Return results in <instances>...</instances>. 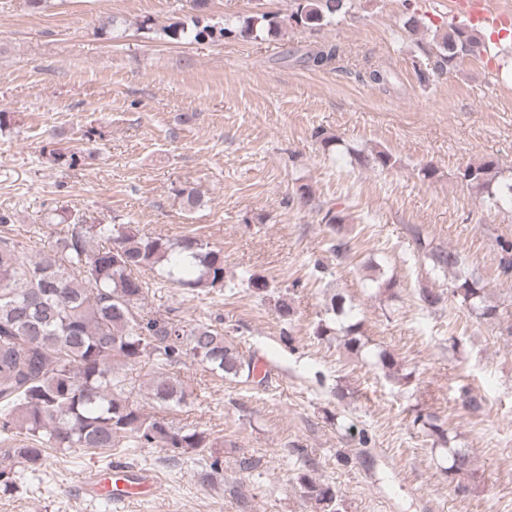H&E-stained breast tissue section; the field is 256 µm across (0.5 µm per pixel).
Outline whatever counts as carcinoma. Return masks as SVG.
Wrapping results in <instances>:
<instances>
[{"instance_id": "carcinoma-1", "label": "carcinoma", "mask_w": 512, "mask_h": 512, "mask_svg": "<svg viewBox=\"0 0 512 512\" xmlns=\"http://www.w3.org/2000/svg\"><path fill=\"white\" fill-rule=\"evenodd\" d=\"M350 0H294L288 14L257 11L235 28L210 24L204 15L191 22L176 18L154 27L143 22L162 41L219 42L231 36L263 40L278 36L293 25L327 26L347 10ZM487 46L475 32L451 26L441 41L426 51V69L420 78L442 74L466 57H479ZM339 58L336 45L309 50L296 62L309 70H322ZM466 185L486 194L493 205L512 199V177L495 160L469 163L459 170ZM296 199L303 206L324 212L322 221L335 235L328 251L336 260L351 257L352 238L341 233L343 211L316 200L311 187L302 184ZM49 224L66 225L65 237L49 251L35 253L14 236L0 232V435H24L10 452L23 472L36 473L48 450L105 452L113 448H171L183 455L203 454L219 446L217 439L195 426L176 427L163 418L144 413L132 399L135 383L126 371L149 360L160 371L148 384L160 408L186 403L184 383L161 371L191 356L211 372L231 379L250 378L255 361L227 343L228 326L159 320L141 314L150 286L168 282L197 289L234 286L225 280L224 254L210 242L183 236L170 240L142 233L128 223L118 224L79 215L68 208L53 210ZM412 250L431 259L433 268L451 274L448 294L485 321L499 318L498 306L489 300L479 276L461 272L463 260L452 249L433 245L420 227L409 229ZM246 286L253 295L272 294L268 283L251 274ZM343 318L346 346L362 347L363 321L356 319L345 299L332 295L325 317L315 328L317 337L334 333L332 324ZM376 364L397 382H409L395 355L376 353ZM461 405L469 415L485 411L481 395L462 391ZM413 425L445 438L437 418L417 411ZM448 483L464 490V480L476 481L478 469L466 448L448 449L444 467ZM22 476L0 464V493L11 492ZM300 498L312 512H348L336 487L296 473Z\"/></svg>"}]
</instances>
